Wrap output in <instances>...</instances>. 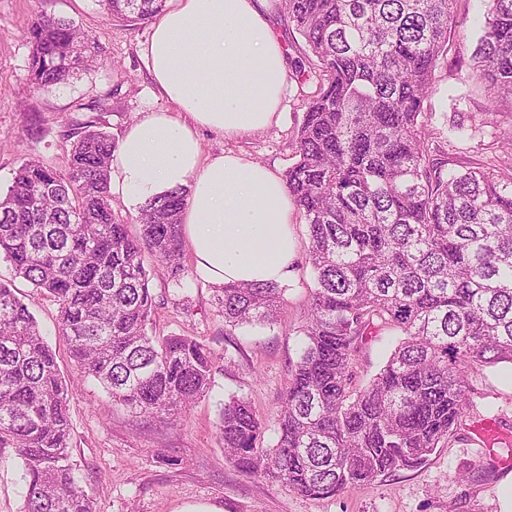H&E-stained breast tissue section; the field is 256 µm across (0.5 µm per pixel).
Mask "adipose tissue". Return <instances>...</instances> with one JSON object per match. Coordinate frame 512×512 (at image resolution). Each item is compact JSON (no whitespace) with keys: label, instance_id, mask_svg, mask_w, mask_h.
<instances>
[{"label":"adipose tissue","instance_id":"1","mask_svg":"<svg viewBox=\"0 0 512 512\" xmlns=\"http://www.w3.org/2000/svg\"><path fill=\"white\" fill-rule=\"evenodd\" d=\"M266 0H168L141 47L167 109L131 124L112 163L126 202L189 190L182 222L198 272L217 286L287 281L297 259L295 209L283 179L225 151L205 157L199 133L227 138L270 127L287 76Z\"/></svg>","mask_w":512,"mask_h":512}]
</instances>
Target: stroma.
<instances>
[{
	"label": "stroma",
	"mask_w": 512,
	"mask_h": 512,
	"mask_svg": "<svg viewBox=\"0 0 512 512\" xmlns=\"http://www.w3.org/2000/svg\"><path fill=\"white\" fill-rule=\"evenodd\" d=\"M480 0H454V23L447 59L424 101L429 131L449 127L475 129L474 138L457 140L461 157L476 153L512 158V104L488 109L482 85L472 78V55L481 35ZM64 17L98 44L104 63L78 73L68 84L36 87L28 29L37 16ZM149 22L130 24L111 18L100 0H0V193L17 168L37 159L63 169L73 125L87 120L88 108L103 105V130L120 138L145 114L166 108L153 91L140 46ZM314 84L299 85L288 76L277 123L234 138L201 131L202 152L226 150L284 174L293 162L291 142ZM188 271L182 286L152 280L159 304L150 329L160 337L190 336L221 355L209 392L185 416L163 422L112 404L93 379L79 376L68 342L58 330L57 306L49 297L13 276L0 261V282H11L16 295L37 318L64 377L76 386L68 397L71 461L81 484L97 494V512H512V468L488 477L487 460L471 432L475 417L493 412L512 440V365L478 368L473 376V410L450 443L436 448L421 467L400 470L336 496L311 499L280 483L242 474L225 455L217 436L224 400L247 399L267 430L277 426L288 370L298 358V332L315 284L305 261H297L285 284L280 321L274 325L231 328L218 313L212 284L185 254ZM398 341L385 331L366 341L359 353L358 380L368 382ZM13 449L0 450V512H21L24 483Z\"/></svg>",
	"instance_id": "35a3bbf8"
}]
</instances>
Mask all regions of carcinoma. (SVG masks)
I'll list each match as a JSON object with an SVG mask.
<instances>
[{
    "instance_id": "carcinoma-1",
    "label": "carcinoma",
    "mask_w": 512,
    "mask_h": 512,
    "mask_svg": "<svg viewBox=\"0 0 512 512\" xmlns=\"http://www.w3.org/2000/svg\"><path fill=\"white\" fill-rule=\"evenodd\" d=\"M112 18L149 20L165 0H101ZM473 76L489 107L512 98V0H483ZM453 0H281L304 40L295 77L314 80L284 182L307 226L315 276L304 336L282 396L274 443L250 403L224 401L219 437L240 471L313 499L416 469L449 442L478 366L512 364V164L463 165L451 139L426 131L423 104L447 55ZM42 87L98 65L95 41L64 18L28 30ZM112 136L75 131L65 169L24 162L0 196V259L58 305L82 377L112 401L162 421L186 414L220 358L188 336L148 333L151 282L182 285L188 189L139 207V232L116 220ZM154 266L146 268V258ZM230 327L278 322L275 283L215 289ZM403 338L366 384L363 343ZM35 316L0 283V448L13 449L22 512H96L70 461L67 400Z\"/></svg>"
}]
</instances>
